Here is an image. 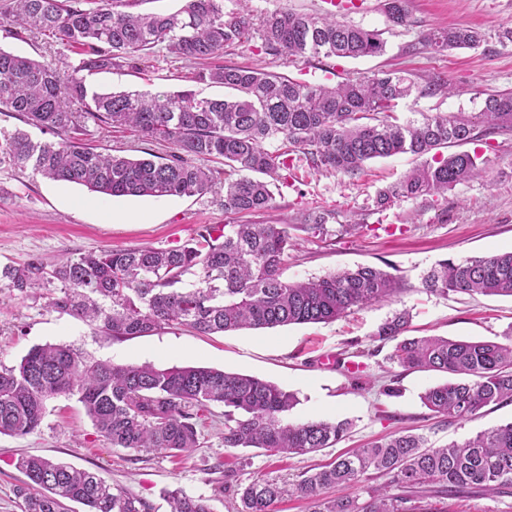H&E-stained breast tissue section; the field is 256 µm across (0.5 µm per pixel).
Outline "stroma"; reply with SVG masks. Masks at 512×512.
Returning <instances> with one entry per match:
<instances>
[{
    "instance_id": "35a3bbf8",
    "label": "stroma",
    "mask_w": 512,
    "mask_h": 512,
    "mask_svg": "<svg viewBox=\"0 0 512 512\" xmlns=\"http://www.w3.org/2000/svg\"><path fill=\"white\" fill-rule=\"evenodd\" d=\"M360 12L345 19L381 31L386 51L375 57L302 58L266 50L260 35L225 48L224 65L260 67L310 83L336 85L388 71H402L422 84L439 76L452 95L410 97L392 116L405 123L435 112H478L482 92L512 90V44L498 40L512 28V0H408L411 26H391L384 0H362ZM471 26L483 31L475 49L435 53L419 42L431 28ZM193 64L170 66L154 58L144 69L125 68L87 76L100 92L196 88L206 97L223 96L222 87L192 85ZM88 140L100 151L129 158L164 153L130 129L88 124ZM482 155L481 176L457 184L448 193L400 198L380 206L379 191L399 181L417 163L399 154L366 163L354 176L317 172L302 165L294 180L275 190L272 210L252 215L254 223L295 224L308 212H329L316 233L295 229L296 246L288 254L283 277L289 281L319 277L344 268L373 266L397 276L401 290L393 300L354 311L327 323L244 329L199 335L164 328L145 336L114 340L96 334L80 319L48 308L46 298H14L0 309V364H18L28 350L45 343H66L92 358L115 364L150 363L158 367L194 365L251 375L293 392L298 403L292 421L349 420L353 428L336 447L316 454L273 455L256 448H225L220 436L224 407L212 405L215 418L203 430L200 448L189 458L111 447L99 436L76 398L47 404L41 427L24 437L0 435V512H21L13 489L23 481L16 468L24 454L41 455L90 471L108 484L122 486L153 507L168 512L165 489L205 496L213 512H234L236 489L252 480L277 477L296 481L307 470L384 435L409 431L432 443L461 442L512 421V402L483 409L476 419L447 423L421 401L426 388L443 382L435 372L407 371L390 361L392 342L376 338L380 324L405 310L413 336L492 339L512 325V298L441 296L426 291L424 275L439 261L512 251V132L481 137L465 146ZM216 194L192 197H111L76 184L53 182L32 173L0 167V266L39 258L50 262L65 253L101 248H167L195 237L203 224H236ZM361 364L348 373L346 361ZM223 494H214L215 480Z\"/></svg>"
}]
</instances>
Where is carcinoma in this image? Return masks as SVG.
Here are the masks:
<instances>
[{
	"instance_id": "carcinoma-1",
	"label": "carcinoma",
	"mask_w": 512,
	"mask_h": 512,
	"mask_svg": "<svg viewBox=\"0 0 512 512\" xmlns=\"http://www.w3.org/2000/svg\"><path fill=\"white\" fill-rule=\"evenodd\" d=\"M125 0H10L11 35L46 36L80 55L40 62L0 48V113L53 135L0 133V165L73 183L112 197L195 196L224 188V211L251 214L273 207L272 182L288 183L290 153L265 144L282 140L308 167L355 175L371 160L410 153L422 158L379 204L444 194L481 175L476 153L440 150L482 135L512 131V92L488 93L477 113L422 115L389 121L412 95L453 94L442 79L420 86L398 72L311 85L257 67L204 66L197 83L222 86L224 98L180 91L97 92L84 73L136 68L157 53L170 65L215 59L250 37L249 11L224 12V0H183L168 14H134ZM395 26L410 23L408 0H385ZM268 49L290 58H361L385 51L381 33L334 15L276 12L260 21ZM485 34L469 26L431 29L425 46L477 48ZM131 129L168 151L154 159L99 152L86 143L85 120ZM328 213L304 214L294 228H320ZM294 241L286 224H203L189 243L66 254L0 269L9 296L49 292L48 306L86 321L114 339L165 327L202 334L333 321L388 301L399 292L391 274L357 266L304 281L281 270ZM442 295L512 298V252L442 260L423 277ZM409 315L384 322L376 336L393 341L390 360L412 371L447 375L424 391L425 406L450 421L476 418L491 405L512 402V327L498 341L423 336L399 339ZM75 396L99 436L114 448L188 457L200 447L210 406H224V447L304 455L332 448L347 436L348 420L288 421L294 394L255 376L200 366L156 367L93 361L68 344L32 347L15 366L0 365V435L22 437L42 424L49 400ZM27 481L15 490L22 512H152V505L95 474L39 455L20 458ZM385 477L360 501L345 494L372 476ZM512 489V422L462 443L435 446L422 434L397 432L304 474L294 484L259 478L237 489V512H277L288 495L308 512H448V500ZM170 512H211L209 498L176 488Z\"/></svg>"
}]
</instances>
